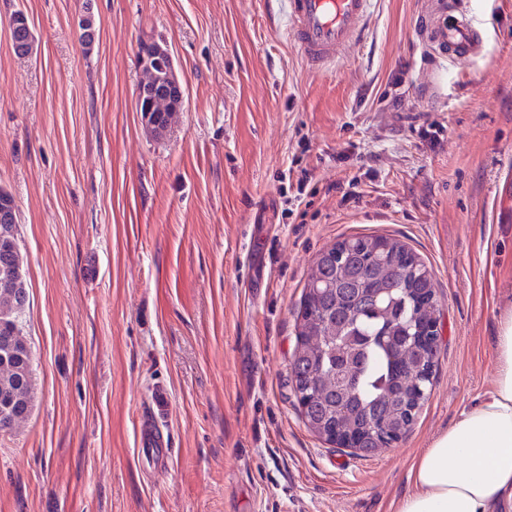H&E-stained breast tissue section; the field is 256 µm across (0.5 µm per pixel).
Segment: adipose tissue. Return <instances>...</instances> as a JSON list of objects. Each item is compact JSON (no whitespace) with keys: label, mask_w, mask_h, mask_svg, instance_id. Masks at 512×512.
Segmentation results:
<instances>
[{"label":"adipose tissue","mask_w":512,"mask_h":512,"mask_svg":"<svg viewBox=\"0 0 512 512\" xmlns=\"http://www.w3.org/2000/svg\"><path fill=\"white\" fill-rule=\"evenodd\" d=\"M493 349L492 388L414 460L396 512H512V308Z\"/></svg>","instance_id":"obj_1"}]
</instances>
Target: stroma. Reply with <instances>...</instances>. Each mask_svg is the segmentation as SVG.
<instances>
[{
  "mask_svg": "<svg viewBox=\"0 0 512 512\" xmlns=\"http://www.w3.org/2000/svg\"><path fill=\"white\" fill-rule=\"evenodd\" d=\"M427 2L371 0L362 40L315 68L286 0H0L34 386L0 435V512H394L413 458L492 387L512 306V0H454L485 43L455 65L425 49ZM144 42L186 89L160 136L136 104ZM294 160L325 186L302 223L282 214ZM354 235L411 249L441 311L431 396L371 454L311 431L288 374L310 262ZM159 384L174 455L151 477L136 421ZM32 35V30L24 14L17 12L11 22L9 50L19 56L27 55Z\"/></svg>",
  "mask_w": 512,
  "mask_h": 512,
  "instance_id": "stroma-1",
  "label": "stroma"
}]
</instances>
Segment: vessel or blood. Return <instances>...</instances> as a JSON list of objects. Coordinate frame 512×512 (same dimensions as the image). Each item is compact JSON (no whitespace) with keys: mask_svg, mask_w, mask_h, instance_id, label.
<instances>
[{"mask_svg":"<svg viewBox=\"0 0 512 512\" xmlns=\"http://www.w3.org/2000/svg\"><path fill=\"white\" fill-rule=\"evenodd\" d=\"M370 0H288L290 33L311 65L332 63L339 50L360 36ZM425 25L431 52L455 61L481 55L484 40L458 6L431 0ZM170 404L163 387L152 390L150 401L137 419V450L152 473L167 471L172 455L169 431Z\"/></svg>","mask_w":512,"mask_h":512,"instance_id":"vessel-or-blood-1","label":"vessel or blood"}]
</instances>
